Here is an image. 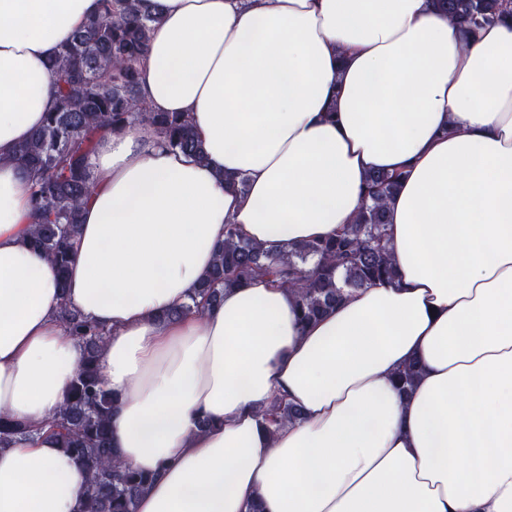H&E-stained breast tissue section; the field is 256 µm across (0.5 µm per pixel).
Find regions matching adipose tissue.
<instances>
[{
    "mask_svg": "<svg viewBox=\"0 0 512 512\" xmlns=\"http://www.w3.org/2000/svg\"><path fill=\"white\" fill-rule=\"evenodd\" d=\"M98 8L0 0V412L39 425L65 402L83 355L65 296L108 333L112 446L153 476L136 512H512V17L467 42L432 0H140L141 93L188 114L207 160L107 133L63 291L10 157ZM375 171L401 175L394 282L307 325L263 276L165 319L225 222L268 248L334 236ZM277 395L304 418L274 432ZM87 487L51 434L0 450V512H80Z\"/></svg>",
    "mask_w": 512,
    "mask_h": 512,
    "instance_id": "1",
    "label": "adipose tissue"
}]
</instances>
